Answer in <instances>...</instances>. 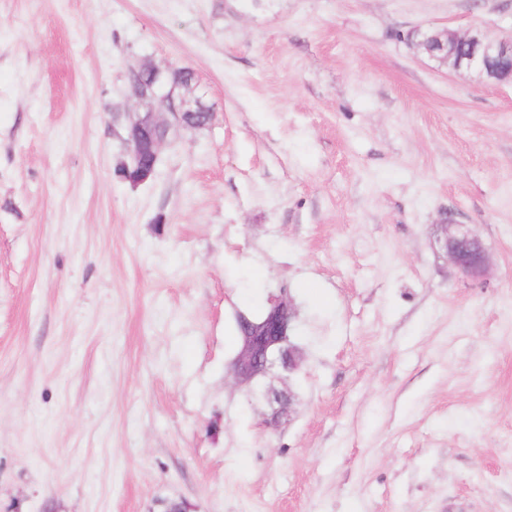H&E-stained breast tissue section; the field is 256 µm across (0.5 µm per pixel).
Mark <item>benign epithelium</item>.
<instances>
[{"label":"benign epithelium","instance_id":"7a95c632","mask_svg":"<svg viewBox=\"0 0 512 512\" xmlns=\"http://www.w3.org/2000/svg\"><path fill=\"white\" fill-rule=\"evenodd\" d=\"M416 45L429 58L446 63L453 71L476 72L493 81L512 79V37L490 39L482 31L466 34L441 28L431 35L416 33ZM151 71L152 84L158 91L150 112H114L112 121L124 119L126 130V152L134 165L138 183L154 177L160 149L171 128L196 129L208 126L214 118L210 106L201 100L188 101L175 90L165 91V70L155 66H144L131 73V97L141 102L136 92L145 71ZM444 248L458 271L466 278L479 279L484 276L487 258L482 243L463 224L445 225ZM271 313L258 334L248 333L233 368L235 380L250 384L254 375L274 374L279 368L288 373L297 372L302 363V352L288 347L283 354L281 344L294 329L295 309L293 302L283 296L270 299Z\"/></svg>","mask_w":512,"mask_h":512}]
</instances>
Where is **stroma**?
I'll use <instances>...</instances> for the list:
<instances>
[{"label": "stroma", "mask_w": 512, "mask_h": 512, "mask_svg": "<svg viewBox=\"0 0 512 512\" xmlns=\"http://www.w3.org/2000/svg\"><path fill=\"white\" fill-rule=\"evenodd\" d=\"M444 26L512 0H0V512H512V82ZM145 65L215 119L134 187ZM283 288L277 417L230 363ZM427 33L431 35L426 36ZM416 38L421 53L447 63L444 66L450 70L476 72L488 80L499 82L512 79V35L496 40L488 38L480 30L462 35L455 30L441 28L419 31ZM464 224L445 225L444 248L458 271L466 278L484 276L487 258L482 243L465 228Z\"/></svg>", "instance_id": "1"}]
</instances>
